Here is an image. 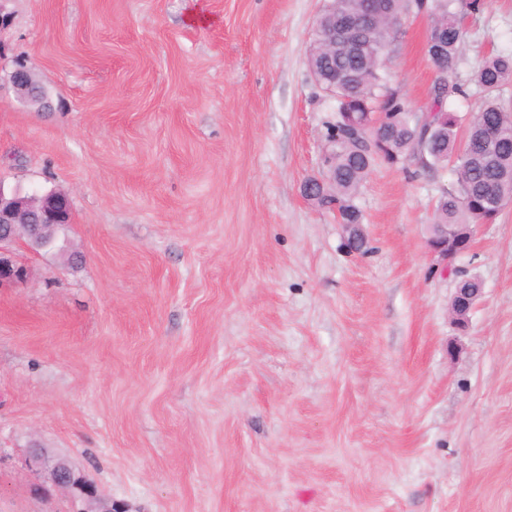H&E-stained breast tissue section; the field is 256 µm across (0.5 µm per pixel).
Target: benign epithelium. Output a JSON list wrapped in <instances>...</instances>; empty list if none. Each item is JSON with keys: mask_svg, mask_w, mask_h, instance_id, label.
Returning <instances> with one entry per match:
<instances>
[{"mask_svg": "<svg viewBox=\"0 0 512 512\" xmlns=\"http://www.w3.org/2000/svg\"><path fill=\"white\" fill-rule=\"evenodd\" d=\"M338 49L355 51L357 44L347 39L338 42L332 35L322 46L323 54L329 56L336 55ZM35 82V76L25 66L11 76L12 86L19 97L29 106L41 110L46 106V96ZM71 223L72 203L67 194L50 191L36 196L18 189L7 193L0 186V288L20 282L29 275V269L15 257L14 246L25 240L19 227L24 225L43 231L64 228ZM427 244L443 270H450L453 259L448 257V226L442 225L440 230L429 234ZM482 292L481 288L456 289L451 300V313L458 326L466 327L469 313ZM29 463L46 474L52 487L65 493L72 502L81 504L78 512H129L125 503L102 496L94 482L65 457H48L39 450L32 453Z\"/></svg>", "mask_w": 512, "mask_h": 512, "instance_id": "obj_1", "label": "benign epithelium"}]
</instances>
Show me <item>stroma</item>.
<instances>
[{
    "instance_id": "stroma-1",
    "label": "stroma",
    "mask_w": 512,
    "mask_h": 512,
    "mask_svg": "<svg viewBox=\"0 0 512 512\" xmlns=\"http://www.w3.org/2000/svg\"><path fill=\"white\" fill-rule=\"evenodd\" d=\"M323 5H0V183L73 208L67 252L18 248L31 274L0 289V512H75L33 495L35 446L131 512H512V204L448 273L426 236L452 170L379 162L356 200L368 250H347L302 192L336 115L306 60ZM464 29L471 115L512 0ZM429 30H391L416 113ZM18 58L48 110L15 93ZM462 273L483 285L463 332Z\"/></svg>"
}]
</instances>
